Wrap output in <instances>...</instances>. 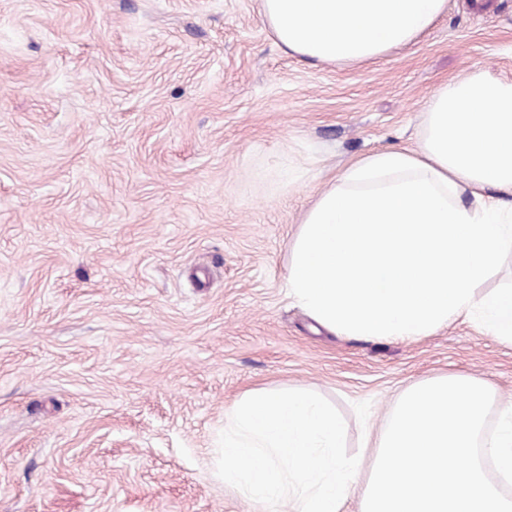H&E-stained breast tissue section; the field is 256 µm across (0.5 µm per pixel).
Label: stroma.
I'll return each mask as SVG.
<instances>
[{"label": "stroma", "mask_w": 512, "mask_h": 512, "mask_svg": "<svg viewBox=\"0 0 512 512\" xmlns=\"http://www.w3.org/2000/svg\"><path fill=\"white\" fill-rule=\"evenodd\" d=\"M478 71L512 80V0L354 65L282 51L260 0H0V512H262L214 475L254 388L329 400L367 466L410 384L512 407L479 318L340 336L286 288L317 194Z\"/></svg>", "instance_id": "1"}]
</instances>
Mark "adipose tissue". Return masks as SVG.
Listing matches in <instances>:
<instances>
[{
	"instance_id": "adipose-tissue-1",
	"label": "adipose tissue",
	"mask_w": 512,
	"mask_h": 512,
	"mask_svg": "<svg viewBox=\"0 0 512 512\" xmlns=\"http://www.w3.org/2000/svg\"><path fill=\"white\" fill-rule=\"evenodd\" d=\"M447 0H261L286 52L361 64L409 45ZM512 81L442 84L417 148L352 161L304 213L288 294L344 336L416 339L474 313L512 343V291L478 286L512 253Z\"/></svg>"
}]
</instances>
